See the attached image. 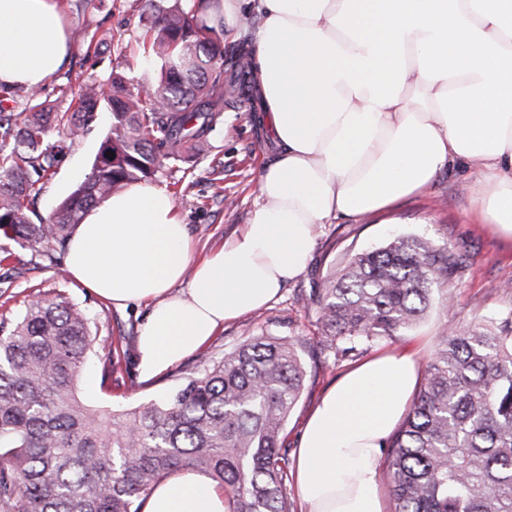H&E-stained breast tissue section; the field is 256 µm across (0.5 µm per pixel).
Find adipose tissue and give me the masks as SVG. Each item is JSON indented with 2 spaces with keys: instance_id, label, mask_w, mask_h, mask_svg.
I'll return each mask as SVG.
<instances>
[{
  "instance_id": "obj_1",
  "label": "adipose tissue",
  "mask_w": 512,
  "mask_h": 512,
  "mask_svg": "<svg viewBox=\"0 0 512 512\" xmlns=\"http://www.w3.org/2000/svg\"><path fill=\"white\" fill-rule=\"evenodd\" d=\"M246 9L260 17L251 68L274 151L248 223L193 262L172 197L139 183L91 208L69 241L75 281L119 307L150 304L145 379L273 300L307 269L319 225L385 211L454 165L473 173L474 222L512 240V0H213L207 14L232 36ZM71 48L59 0H0V85L45 84ZM417 354H377L321 398L296 450L303 512H386L376 460L417 387ZM142 512L228 504L183 469Z\"/></svg>"
}]
</instances>
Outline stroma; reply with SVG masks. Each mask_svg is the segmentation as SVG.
Wrapping results in <instances>:
<instances>
[{"mask_svg": "<svg viewBox=\"0 0 512 512\" xmlns=\"http://www.w3.org/2000/svg\"><path fill=\"white\" fill-rule=\"evenodd\" d=\"M71 28L85 32L60 71L45 85L56 111L69 109L60 94L70 81H105L122 73L129 86L140 81V65L148 63L160 73L161 62L152 50L140 19L142 0H60ZM111 33L110 50L97 43ZM258 101L245 99L225 109L224 119L209 132L186 162L167 164L153 179L164 188L188 226L195 257H203L235 235L251 217L258 173L268 163L267 137L254 115ZM111 124V114L100 111L90 130L69 144L54 174L39 184L30 205L32 221L47 218L89 173L99 145ZM464 170L443 171L427 192L399 200L390 209L357 220L322 224L307 270L286 282L266 307L226 324L200 351L162 375L142 379L137 371L136 345L141 325L149 313L145 304L118 309L73 279H61L56 266L37 252L0 237V252L9 251L13 262L0 265V321L14 320L35 296L62 294L84 307L100 337L112 340L111 351H98L82 372L79 390L83 400L98 409L120 412L159 401L177 389L185 377L246 340L287 338L294 342L306 368L302 393L291 411L285 433L289 445L297 438L325 391L347 369L381 351L419 346L428 360L446 330L479 319L512 316V242L493 236L473 223L474 201L465 187ZM399 236L430 239L459 257L461 267L442 284L440 300L408 330L391 339L361 345L347 357L337 355L323 340L317 288L332 272L340 271L355 255L385 246ZM114 365L111 382H103L107 365Z\"/></svg>", "mask_w": 512, "mask_h": 512, "instance_id": "obj_1", "label": "stroma"}]
</instances>
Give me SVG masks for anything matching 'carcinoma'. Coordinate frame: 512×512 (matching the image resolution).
I'll return each mask as SVG.
<instances>
[{
	"mask_svg": "<svg viewBox=\"0 0 512 512\" xmlns=\"http://www.w3.org/2000/svg\"><path fill=\"white\" fill-rule=\"evenodd\" d=\"M207 2L146 0L143 21L161 73L145 96L114 73L61 89L75 103L61 113L40 86L0 88V235L64 254L90 208L151 179L164 162L184 160L225 105L253 94L248 50L238 48L224 78L223 30L210 25ZM19 99L17 112L10 104ZM104 107L112 122L89 174L32 223L36 185ZM59 125L66 140L48 143ZM458 266L454 254L418 238L355 256L315 293L325 342L348 354L397 335ZM91 324L62 294L0 322V512H141L143 496L185 468L223 487L229 512H293L284 430L305 380L294 343L256 337L165 399L105 414L78 393L101 346ZM385 465L393 512H512L511 319L442 338Z\"/></svg>",
	"mask_w": 512,
	"mask_h": 512,
	"instance_id": "obj_1",
	"label": "carcinoma"
}]
</instances>
